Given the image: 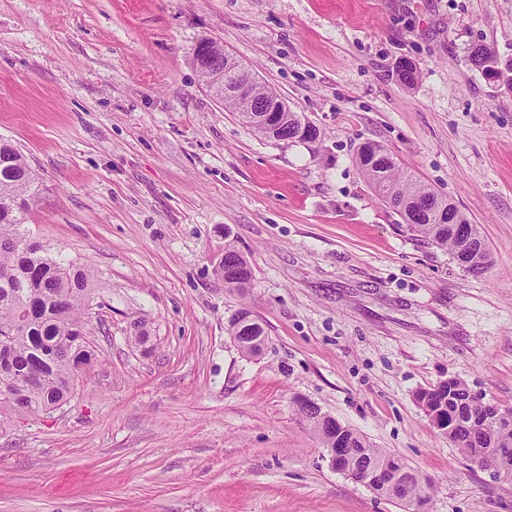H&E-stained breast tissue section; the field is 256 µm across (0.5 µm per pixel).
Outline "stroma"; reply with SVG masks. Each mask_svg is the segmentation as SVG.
Returning a JSON list of instances; mask_svg holds the SVG:
<instances>
[{
    "label": "stroma",
    "instance_id": "35a3bbf8",
    "mask_svg": "<svg viewBox=\"0 0 512 512\" xmlns=\"http://www.w3.org/2000/svg\"><path fill=\"white\" fill-rule=\"evenodd\" d=\"M210 40L319 139L225 108L194 62ZM479 45L512 61V0H0L27 227L101 280L76 395L0 429V512H404L332 467L303 399L429 477L430 512H512V482L416 400L456 377L512 408V85ZM367 141L476 226L483 275L401 227L355 163ZM228 238L242 294L215 272ZM244 306L252 357L225 330ZM226 330L239 349L245 354H258L265 343L264 328L247 307L240 308L234 314Z\"/></svg>",
    "mask_w": 512,
    "mask_h": 512
}]
</instances>
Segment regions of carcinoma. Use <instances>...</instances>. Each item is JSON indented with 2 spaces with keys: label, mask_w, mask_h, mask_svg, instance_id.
Instances as JSON below:
<instances>
[{
  "label": "carcinoma",
  "mask_w": 512,
  "mask_h": 512,
  "mask_svg": "<svg viewBox=\"0 0 512 512\" xmlns=\"http://www.w3.org/2000/svg\"><path fill=\"white\" fill-rule=\"evenodd\" d=\"M474 65L489 75L512 73L485 47L471 52ZM224 107L239 113L257 134L269 139L270 132L258 119L249 101L224 94ZM305 122L294 111L278 113L276 140L297 141V130ZM356 164L380 198L399 216L401 202L418 198L439 208L418 224H405L406 231L429 239L452 256L468 262L465 270L482 274L488 267L489 252L484 240L467 218L456 212L457 223L449 224L448 198L417 181L400 168L394 156L376 142L362 144ZM37 177L26 158L10 141L0 138V426L24 416L48 414L67 403L77 387L81 364L96 360L90 339L91 319L100 278L93 269L51 255L22 229L36 197ZM250 263L235 244L227 241L216 271L224 287L243 291L252 285ZM227 333L248 355L260 352L265 331L251 310L242 307L231 318ZM418 402L433 418L442 434L467 456L479 444L485 448L476 463L495 472H512V423L482 424L478 410L458 379H448L417 395ZM307 423L326 448L336 450L337 470L357 480L366 473L391 471L392 485L383 482L370 489L409 506L415 512H429L432 482L410 468L399 457L371 446L352 429L320 416L312 403L300 404Z\"/></svg>",
  "instance_id": "1"
}]
</instances>
